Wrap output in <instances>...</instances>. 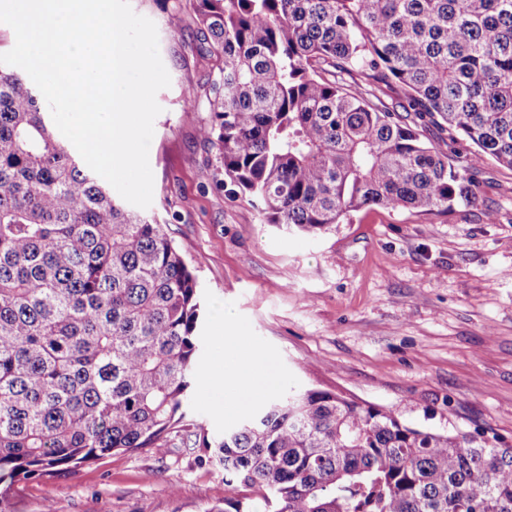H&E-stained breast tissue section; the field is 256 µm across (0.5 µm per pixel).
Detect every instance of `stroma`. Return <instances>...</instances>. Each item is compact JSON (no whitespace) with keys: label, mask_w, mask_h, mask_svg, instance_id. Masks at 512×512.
<instances>
[{"label":"stroma","mask_w":512,"mask_h":512,"mask_svg":"<svg viewBox=\"0 0 512 512\" xmlns=\"http://www.w3.org/2000/svg\"><path fill=\"white\" fill-rule=\"evenodd\" d=\"M157 28L171 84L157 94L149 163L152 212L199 282L200 372L189 418L210 434L257 414L225 412L224 353L239 337L271 361L280 389H321L396 410L433 430H483L512 445V169L493 159L483 205L453 213L363 210L311 236L265 223L206 173L200 138L211 68L193 47L197 28L171 32L162 0H130ZM171 433L164 450L140 448L20 483L11 512H208L224 472Z\"/></svg>","instance_id":"35a3bbf8"}]
</instances>
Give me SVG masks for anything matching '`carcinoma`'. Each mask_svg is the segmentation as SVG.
Here are the masks:
<instances>
[{
	"label": "carcinoma",
	"instance_id": "obj_1",
	"mask_svg": "<svg viewBox=\"0 0 512 512\" xmlns=\"http://www.w3.org/2000/svg\"><path fill=\"white\" fill-rule=\"evenodd\" d=\"M214 61L200 129L219 189L317 234L362 210L483 203L512 170V0H189ZM369 80L363 86L354 75ZM398 85L406 115L376 90ZM431 124L475 147L422 139ZM195 274L0 67V512L13 487L183 431L232 495L208 512H512V445L306 389L210 436Z\"/></svg>",
	"mask_w": 512,
	"mask_h": 512
}]
</instances>
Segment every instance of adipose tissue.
Here are the masks:
<instances>
[{
	"mask_svg": "<svg viewBox=\"0 0 512 512\" xmlns=\"http://www.w3.org/2000/svg\"><path fill=\"white\" fill-rule=\"evenodd\" d=\"M235 369L229 375L231 384L237 387L234 400L225 402V410L232 411L246 406L259 396L271 393L277 385V376L267 360L250 352L240 343H233L230 350Z\"/></svg>",
	"mask_w": 512,
	"mask_h": 512,
	"instance_id": "adipose-tissue-1",
	"label": "adipose tissue"
}]
</instances>
